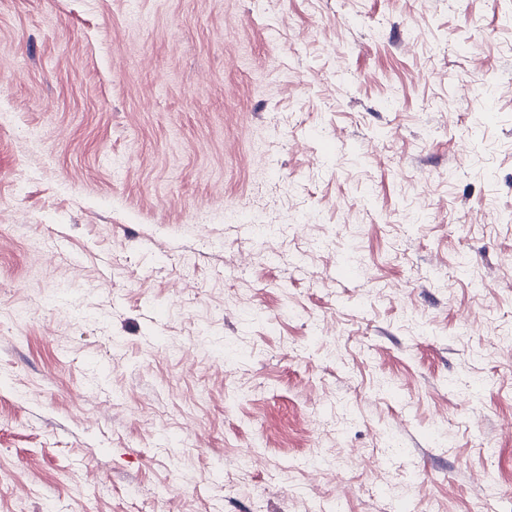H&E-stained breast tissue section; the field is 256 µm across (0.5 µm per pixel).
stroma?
<instances>
[{
	"label": "stroma",
	"instance_id": "35a3bbf8",
	"mask_svg": "<svg viewBox=\"0 0 512 512\" xmlns=\"http://www.w3.org/2000/svg\"><path fill=\"white\" fill-rule=\"evenodd\" d=\"M0 512H512V0H0Z\"/></svg>",
	"mask_w": 512,
	"mask_h": 512
}]
</instances>
